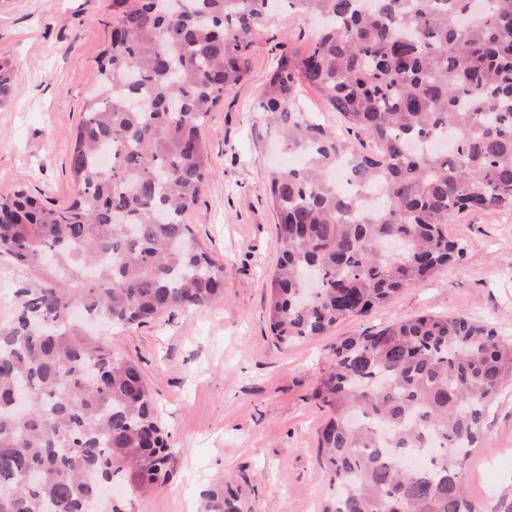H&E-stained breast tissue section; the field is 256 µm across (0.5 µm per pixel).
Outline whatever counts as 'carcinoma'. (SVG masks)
<instances>
[{"label": "carcinoma", "mask_w": 512, "mask_h": 512, "mask_svg": "<svg viewBox=\"0 0 512 512\" xmlns=\"http://www.w3.org/2000/svg\"><path fill=\"white\" fill-rule=\"evenodd\" d=\"M472 2L291 0L324 26L306 53L281 52L257 105L307 158L269 180L277 342L366 317L455 262L451 215L512 209V0ZM111 6L118 26L69 160L73 200L0 196V256L46 273L0 328V512H121L115 482L165 473L174 449L140 366L80 318L130 328L223 291L224 263L186 217L213 176L206 117L246 76L272 0ZM304 84L352 138L306 109ZM442 139L448 152L429 149ZM311 273L319 293L303 300ZM508 382L512 342L461 315L336 340L315 391L330 412L318 460L336 487L322 512H479L464 463ZM203 512H239L238 500L215 488Z\"/></svg>", "instance_id": "obj_1"}]
</instances>
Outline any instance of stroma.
<instances>
[{
	"instance_id": "obj_1",
	"label": "stroma",
	"mask_w": 512,
	"mask_h": 512,
	"mask_svg": "<svg viewBox=\"0 0 512 512\" xmlns=\"http://www.w3.org/2000/svg\"><path fill=\"white\" fill-rule=\"evenodd\" d=\"M116 24L110 0H0V65L16 87L0 106V194L23 191L55 205L72 198L69 154ZM317 26L282 5L254 37L248 76L206 118L214 175L187 221L224 263L223 296L103 331L117 353L140 365L177 450L164 480L114 487L124 512H202L204 491L224 482L240 512H320L333 488L317 457L328 411L314 393L337 338L429 313L463 314L512 339L506 208L450 216L448 235L466 249L460 262L371 315L286 347L272 337L264 308L278 257L277 218L266 188L282 155L256 104L281 46L308 49ZM41 283L40 272L0 257V326L12 320L19 290ZM464 490L476 503L512 496V383L489 409Z\"/></svg>"
}]
</instances>
